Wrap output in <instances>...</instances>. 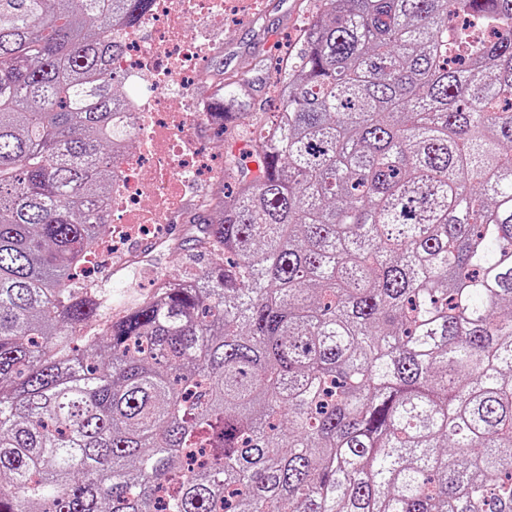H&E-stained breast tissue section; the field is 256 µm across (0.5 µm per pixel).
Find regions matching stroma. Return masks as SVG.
Returning <instances> with one entry per match:
<instances>
[{"instance_id": "obj_1", "label": "stroma", "mask_w": 512, "mask_h": 512, "mask_svg": "<svg viewBox=\"0 0 512 512\" xmlns=\"http://www.w3.org/2000/svg\"><path fill=\"white\" fill-rule=\"evenodd\" d=\"M314 9L313 0H247L239 20L225 26L223 46L209 56L207 67L212 72L221 71L228 76L250 73L255 124L267 119L270 75L286 63ZM195 209L193 200L185 201L176 223L163 229L165 244L132 242V251L140 257L136 267L125 268L116 262L95 269L99 285L112 296L113 314L122 313L129 298L151 296L157 279L173 272L192 273L206 265V256L190 251L180 242L185 222Z\"/></svg>"}]
</instances>
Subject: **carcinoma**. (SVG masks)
Segmentation results:
<instances>
[{
    "label": "carcinoma",
    "mask_w": 512,
    "mask_h": 512,
    "mask_svg": "<svg viewBox=\"0 0 512 512\" xmlns=\"http://www.w3.org/2000/svg\"><path fill=\"white\" fill-rule=\"evenodd\" d=\"M153 2L0 0V512H512V0H316L207 265L114 317L82 263Z\"/></svg>",
    "instance_id": "1"
}]
</instances>
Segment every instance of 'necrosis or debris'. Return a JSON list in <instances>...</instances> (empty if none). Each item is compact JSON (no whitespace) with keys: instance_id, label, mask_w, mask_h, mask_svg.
<instances>
[{"instance_id":"4bbe7bcc","label":"necrosis or debris","mask_w":512,"mask_h":512,"mask_svg":"<svg viewBox=\"0 0 512 512\" xmlns=\"http://www.w3.org/2000/svg\"><path fill=\"white\" fill-rule=\"evenodd\" d=\"M243 0H154L150 11L132 26L116 28L123 49L112 58V71L136 86L127 110L135 127L133 147L112 162V192L100 204L109 233L89 264L111 256L131 264L127 243L172 223L185 189L196 190L197 206L215 201L223 180L213 158L196 138L197 126L211 119L212 105L200 88L210 76L205 62L212 42L190 31L191 21L223 32ZM209 191H199V184Z\"/></svg>"}]
</instances>
